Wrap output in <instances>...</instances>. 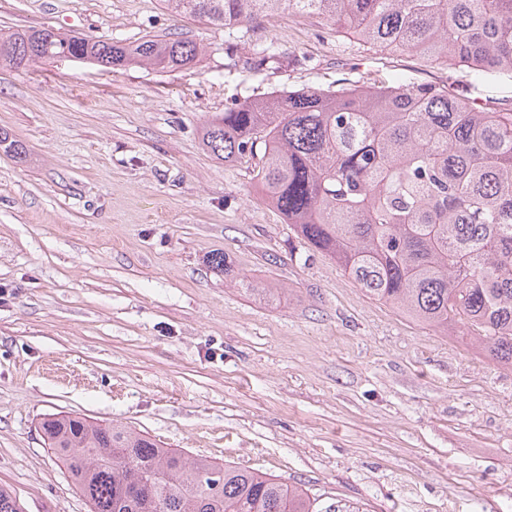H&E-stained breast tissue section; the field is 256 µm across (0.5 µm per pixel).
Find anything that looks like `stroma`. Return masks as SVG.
Masks as SVG:
<instances>
[{
  "mask_svg": "<svg viewBox=\"0 0 512 512\" xmlns=\"http://www.w3.org/2000/svg\"><path fill=\"white\" fill-rule=\"evenodd\" d=\"M29 27L206 51L173 71L0 65V129L27 149L0 150V487L25 512H89L39 430L62 413L302 483L321 512H512V372L367 296L260 200L247 160L201 140L278 89L429 83L499 109L512 75L475 81L286 11L246 30L163 0H0V35Z\"/></svg>",
  "mask_w": 512,
  "mask_h": 512,
  "instance_id": "obj_1",
  "label": "stroma"
}]
</instances>
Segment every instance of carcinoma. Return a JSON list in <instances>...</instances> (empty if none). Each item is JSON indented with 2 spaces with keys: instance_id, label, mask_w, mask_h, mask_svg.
<instances>
[{
  "instance_id": "carcinoma-1",
  "label": "carcinoma",
  "mask_w": 512,
  "mask_h": 512,
  "mask_svg": "<svg viewBox=\"0 0 512 512\" xmlns=\"http://www.w3.org/2000/svg\"><path fill=\"white\" fill-rule=\"evenodd\" d=\"M222 27L288 10L322 17L372 48L512 74V0H164ZM182 38L123 46L52 28L0 36V62L26 70L74 56L119 69H179ZM217 158L258 157L253 179L297 234L369 296L444 334L460 327L512 371V109L448 87L339 85L278 90L202 127ZM90 512H317L302 485L192 459L125 426L56 414L40 424ZM0 512H24L0 487Z\"/></svg>"
}]
</instances>
